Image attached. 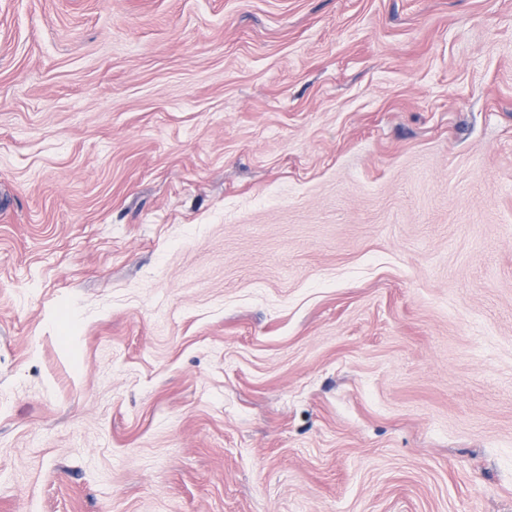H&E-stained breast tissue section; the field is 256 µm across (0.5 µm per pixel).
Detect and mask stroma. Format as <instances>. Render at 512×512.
Here are the masks:
<instances>
[{"mask_svg":"<svg viewBox=\"0 0 512 512\" xmlns=\"http://www.w3.org/2000/svg\"><path fill=\"white\" fill-rule=\"evenodd\" d=\"M0 512H512V0H0Z\"/></svg>","mask_w":512,"mask_h":512,"instance_id":"stroma-1","label":"stroma"}]
</instances>
